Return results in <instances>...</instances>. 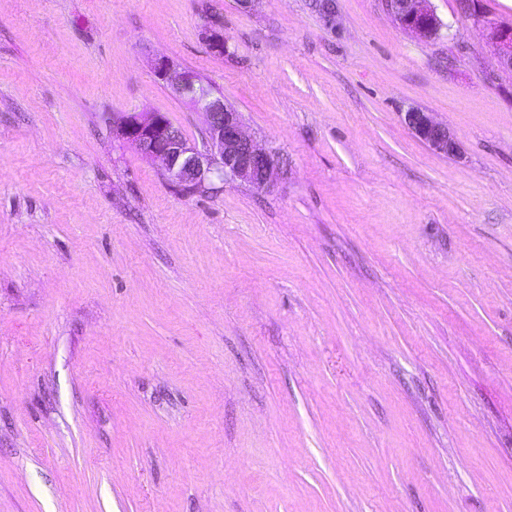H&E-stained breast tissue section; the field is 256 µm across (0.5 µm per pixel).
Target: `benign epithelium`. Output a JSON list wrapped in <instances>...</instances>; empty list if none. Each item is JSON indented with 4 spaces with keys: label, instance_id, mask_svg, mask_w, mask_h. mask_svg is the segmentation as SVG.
<instances>
[{
    "label": "benign epithelium",
    "instance_id": "benign-epithelium-1",
    "mask_svg": "<svg viewBox=\"0 0 512 512\" xmlns=\"http://www.w3.org/2000/svg\"><path fill=\"white\" fill-rule=\"evenodd\" d=\"M386 10L403 30L420 39L438 35L442 23L430 0H384ZM474 27L495 31L499 65L512 71V26L499 25L481 12L470 18ZM203 40L216 53L224 52L221 27L204 29ZM155 77L169 84L181 98L188 96L198 79L187 69H178L165 56L153 62ZM192 106L205 115L208 149L200 150L178 131L162 112H126L112 117V134L152 162H159L168 182L179 189L200 195L222 191V184L239 182L254 188H269L283 170L284 162L261 147L246 133L241 113L224 103L221 96L211 97ZM404 124L432 151L448 157L460 153L459 143L448 125L437 121L432 113L411 108L401 113Z\"/></svg>",
    "mask_w": 512,
    "mask_h": 512
}]
</instances>
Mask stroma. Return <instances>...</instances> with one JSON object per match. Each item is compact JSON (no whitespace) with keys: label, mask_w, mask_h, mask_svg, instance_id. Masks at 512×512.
<instances>
[{"label":"stroma","mask_w":512,"mask_h":512,"mask_svg":"<svg viewBox=\"0 0 512 512\" xmlns=\"http://www.w3.org/2000/svg\"><path fill=\"white\" fill-rule=\"evenodd\" d=\"M335 2L0 0V512H512V72L459 0ZM157 55L287 174L184 195L113 138L204 146ZM393 21L420 39L438 35L442 23L429 0H383ZM152 69L158 80L169 84L173 88L174 92L183 99L187 98L190 88L196 85L198 79L200 83L197 86V91L200 94L204 95L213 93L211 88L204 84V81L200 76L197 75V79L193 72L187 69L179 70L174 62L168 57H156L153 62ZM186 100L190 103L188 99ZM402 121L432 151L448 157L460 153L459 143L448 125L437 121L432 113L419 108L402 112Z\"/></svg>","instance_id":"obj_1"}]
</instances>
